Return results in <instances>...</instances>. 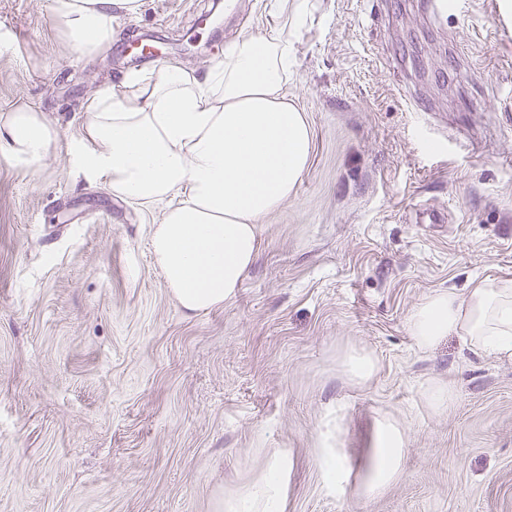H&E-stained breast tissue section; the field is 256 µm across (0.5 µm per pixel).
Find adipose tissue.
<instances>
[{"instance_id": "1", "label": "adipose tissue", "mask_w": 512, "mask_h": 512, "mask_svg": "<svg viewBox=\"0 0 512 512\" xmlns=\"http://www.w3.org/2000/svg\"><path fill=\"white\" fill-rule=\"evenodd\" d=\"M143 0H61L60 38L83 57L101 54L114 22L141 12ZM277 25L234 42L222 62L199 75L178 63L130 72L88 103L79 139L85 177L122 199L166 209L151 233L165 285L184 313L231 301L261 245L259 226L296 191L312 136L305 113L285 87L295 64L292 36L303 28L308 0H269ZM61 139L43 112L0 115V151L19 165L44 159ZM409 335L428 351L455 336L478 352L512 357V279H481L465 293L434 291L412 309ZM400 427L379 428L362 491L383 492L398 473ZM289 462L273 455L262 476L224 498L221 512H283Z\"/></svg>"}]
</instances>
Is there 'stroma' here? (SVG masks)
<instances>
[{"mask_svg":"<svg viewBox=\"0 0 512 512\" xmlns=\"http://www.w3.org/2000/svg\"><path fill=\"white\" fill-rule=\"evenodd\" d=\"M313 2L286 88L309 166L234 300L188 317L150 249L162 206L87 179L75 145L89 100L142 68L128 41L201 74L267 30V0H144L90 60L59 37V0H0V113L62 133L33 166L0 153V512H215L276 453L284 512H512V359L455 337L422 352L407 328L433 290L512 279V27L492 0L440 21L424 0ZM352 344L378 364L361 387L336 370ZM435 379L453 409L425 406ZM386 415L401 470L364 497ZM328 442L322 441L320 448L321 463L325 470L329 484L336 485V482H341L345 476V467L339 456Z\"/></svg>","mask_w":512,"mask_h":512,"instance_id":"obj_1","label":"stroma"}]
</instances>
